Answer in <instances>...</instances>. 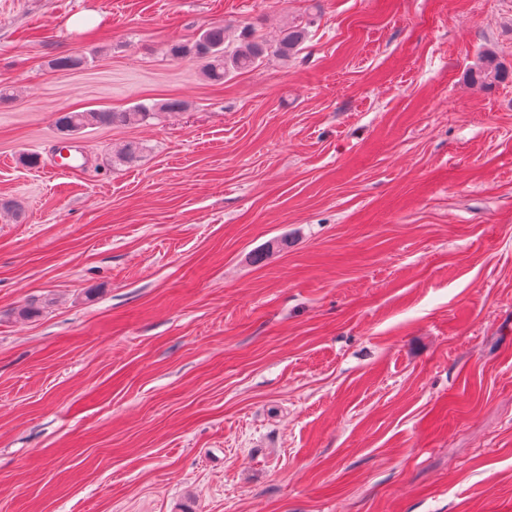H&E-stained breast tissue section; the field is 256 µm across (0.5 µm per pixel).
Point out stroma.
<instances>
[{
	"label": "stroma",
	"mask_w": 512,
	"mask_h": 512,
	"mask_svg": "<svg viewBox=\"0 0 512 512\" xmlns=\"http://www.w3.org/2000/svg\"><path fill=\"white\" fill-rule=\"evenodd\" d=\"M0 87V512H512V0H0ZM226 32L224 24L212 25L192 41L169 43L166 52L173 59L191 58L201 62L203 76L221 84L231 70L253 69L269 55L282 59L296 55L307 39V30L300 25L289 26L274 44L257 38L252 28L244 27L239 44L230 51L225 46ZM504 68L495 52L484 51L477 63L470 69V80L482 87L502 79ZM185 103L171 99L161 104L135 106L131 112H110L105 110H87L83 112H61L55 118V124L63 135H72L88 126L128 125L142 123L155 118L161 112H181Z\"/></svg>",
	"instance_id": "obj_1"
}]
</instances>
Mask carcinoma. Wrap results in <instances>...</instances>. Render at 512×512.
Instances as JSON below:
<instances>
[{
    "instance_id": "carcinoma-1",
    "label": "carcinoma",
    "mask_w": 512,
    "mask_h": 512,
    "mask_svg": "<svg viewBox=\"0 0 512 512\" xmlns=\"http://www.w3.org/2000/svg\"><path fill=\"white\" fill-rule=\"evenodd\" d=\"M307 39V30L299 25L290 26L283 31L279 39L270 44L254 35L253 29L241 30L239 44L232 50L225 46L226 27L212 25L201 31L191 41L171 42L167 45V54L174 59L191 58L202 64L203 76L212 83L221 84L230 71L248 70L259 66L269 55L288 59L296 55ZM504 68L495 52H483L477 63L470 69V80L482 87L489 86L502 79ZM185 103L171 99L161 104H139L129 112H110L105 110H87L83 112H60L55 118L58 131L72 135L88 126L128 125L142 123L155 118L162 112H180Z\"/></svg>"
}]
</instances>
